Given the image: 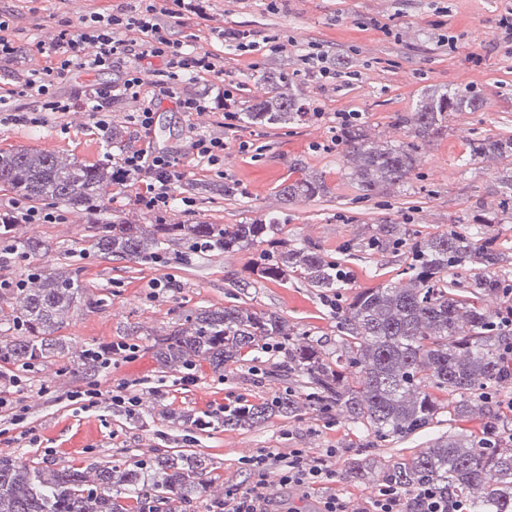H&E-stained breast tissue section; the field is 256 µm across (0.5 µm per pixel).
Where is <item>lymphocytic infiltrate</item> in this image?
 Returning a JSON list of instances; mask_svg holds the SVG:
<instances>
[{"mask_svg": "<svg viewBox=\"0 0 512 512\" xmlns=\"http://www.w3.org/2000/svg\"><path fill=\"white\" fill-rule=\"evenodd\" d=\"M212 2L167 0L160 6L156 0H137L133 5H117L105 15L93 12L76 21L61 19L53 40L37 47L39 53L53 58V66L29 70L22 81L0 93V127L41 125L47 115L71 111L78 99L92 112L96 127L102 131L112 123L115 103L137 102L136 112L127 120L146 136L156 124V112L163 101H173L183 112L208 111L207 97H181L177 88L202 75L223 76L224 61L174 38L172 28L177 19L208 18ZM121 62L127 68L117 80L87 83L74 99L57 91L59 83L77 73L104 74ZM181 164L177 153L154 149L148 143L128 148L115 162L119 182L142 178L136 201L159 216L176 201L185 212L193 210L192 198L173 194ZM247 464L255 480L249 486L228 490L223 512H268L264 488L270 470L278 471L283 484L303 488L332 475L327 458L311 462L298 448L285 455L263 452L248 459Z\"/></svg>", "mask_w": 512, "mask_h": 512, "instance_id": "obj_1", "label": "lymphocytic infiltrate"}]
</instances>
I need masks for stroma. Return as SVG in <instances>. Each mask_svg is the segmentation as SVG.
Masks as SVG:
<instances>
[{
    "mask_svg": "<svg viewBox=\"0 0 512 512\" xmlns=\"http://www.w3.org/2000/svg\"><path fill=\"white\" fill-rule=\"evenodd\" d=\"M118 0H0V10L12 15L15 41L32 51V59L0 62V89L10 88L28 65L48 66L35 45L50 41L62 17L108 13ZM512 10V0H281L268 11L264 0H226L214 9L213 20L177 21L178 38L224 58V78L209 76L180 85L179 95L209 92L217 96L224 83L236 88L239 112H246L260 96V77L268 71L284 73L311 111L302 121L286 126H260L238 121L224 127V113L182 112L163 103L153 133L155 148L178 153L184 175L177 193L194 198V212L173 206L169 224H251L275 219L277 240L297 245L310 242L325 254L341 259L350 280L339 289L346 300L358 292L395 280L409 261L407 247L384 254L365 242L377 225L396 224L407 237H425L449 230L470 233L482 228L496 237L508 258L507 283L512 284V219L497 215L500 193L497 177L512 161L496 156L468 157L473 139L512 137V38L498 26ZM252 31L256 41L276 35L286 46L272 54L259 50L238 55L225 48L214 28ZM317 45L336 78L320 85L299 75L300 55ZM474 90L481 106L474 112H452L441 132L422 142L418 165L404 182L371 199H360L349 175L341 146L332 144L330 126L335 113L355 112L370 141L390 145L404 140L396 129L397 116L413 112L430 90ZM135 104H115L112 122L120 140L98 130L90 113L76 106L65 114L48 115L39 127L0 129V150L28 149L54 154L61 160L96 164L118 158L135 145L137 133L126 119ZM223 131L227 148L224 170L195 165L190 132ZM249 142L240 150V142ZM324 181L325 194L286 205L282 185L311 176ZM233 186L224 196L219 185ZM139 183L103 187L93 207L57 204L62 224H25L14 227L18 241L44 242L45 250L19 253L6 275L21 278L40 267L75 277L91 300L90 306L71 308L60 318L55 333L65 346L62 354L32 369L1 359L0 370L13 369L21 378L11 392L14 413L0 412V454L26 463L55 462L94 468L116 462L145 460L170 448L192 449L209 462L204 491L176 512H210L222 503L231 487L251 482L245 459L258 451L285 453L299 448L314 459L331 455L335 475L317 484L309 496L282 485L268 473L265 494L273 512H318L320 500L334 494L349 512H371L380 488L377 475L349 477L357 459L368 455L367 441L343 413L306 408L298 417H272L251 429H185L179 415L205 420L220 416L221 406L260 402L285 389L304 392L300 377L280 376L276 370L284 353H245L241 361L214 369L197 361L196 384L181 383L184 369L163 367L157 360L155 337L169 334L197 308L240 304L256 312H274L295 332L306 335L327 356L339 353L342 342L332 308L299 275L267 280L253 274L261 249L198 252L189 240L169 243L161 257L104 258L93 247L89 228L95 224L127 222L150 226L156 216L136 202ZM174 287H167V280ZM163 282L158 297L151 286ZM126 341L137 344L135 359L109 368L84 370L79 355L95 344ZM133 383L138 403L133 410L103 401L83 411L67 398L89 382L110 385ZM512 425V412L473 409L469 417L441 411L423 432L377 448L383 463L411 459L436 438L457 434L482 436L488 426Z\"/></svg>",
    "mask_w": 512,
    "mask_h": 512,
    "instance_id": "obj_1",
    "label": "stroma"
}]
</instances>
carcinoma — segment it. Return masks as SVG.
Segmentation results:
<instances>
[{
    "label": "carcinoma",
    "instance_id": "carcinoma-1",
    "mask_svg": "<svg viewBox=\"0 0 512 512\" xmlns=\"http://www.w3.org/2000/svg\"><path fill=\"white\" fill-rule=\"evenodd\" d=\"M261 81L267 95L255 103L248 119L257 125H288L306 115L299 95L282 72H268ZM480 98L462 91H434L414 112L397 117L395 126L406 130L411 141L380 146L370 142L363 127L353 124L338 138L359 197L369 199L384 187L399 183L416 168L419 142L438 133L450 112H474ZM512 156V138L478 139L470 144V159ZM114 179L112 165L61 163L51 153L33 150L0 152V184L33 201L50 200L71 206H88L99 188ZM326 192L322 179L313 176L281 189L290 204ZM498 207L512 215V167L502 179ZM276 224H163L150 232L138 224H103L90 227L98 252L120 258L156 254L176 239H189L209 251H229L268 242ZM406 241L396 224H380L367 247L377 252L398 249ZM502 253L495 241L455 231L414 240L410 262L401 280L354 295L336 306L339 328L345 334L341 354L332 359L306 337L288 329L276 313H257L239 305L196 309L185 315V326L155 338L154 349L170 367L187 368L206 360L221 368L238 361L245 350H263L266 344H288L286 372L303 377L310 392L299 396L288 390L260 404L240 403L224 412V429H250L273 415L296 417L303 407L347 414L351 423L374 442H392L430 425L439 410L431 393L451 396L453 411L468 412L472 401L486 395L512 394V374L500 371V356L512 336L504 332L498 313L480 302L504 293L496 274ZM478 269L466 290L448 280V269ZM300 272L309 287L326 296L347 285L350 274L338 260L324 256L316 246L289 245L265 254L257 267L264 279ZM19 311L0 317L21 330L18 336L0 338V359L21 366L54 357L61 345L54 337L59 318L80 304L91 305L78 280L70 275L35 270L26 286L8 293ZM373 456L357 459L350 473L362 478L379 468L386 484L405 492L432 483L454 490L470 512H512V455L497 448L483 449L466 436L437 439L408 461L377 466ZM205 457L187 450L167 451L127 467L96 468L91 480L81 467L58 463L28 465L0 456V512H126L112 495L124 486L129 494L159 512L161 503H189L206 488ZM481 489V495L474 490Z\"/></svg>",
    "mask_w": 512,
    "mask_h": 512
}]
</instances>
